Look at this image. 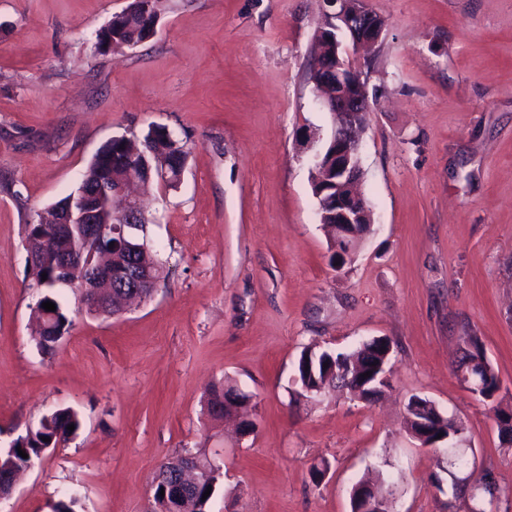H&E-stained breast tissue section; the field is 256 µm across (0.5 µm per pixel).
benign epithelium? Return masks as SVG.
Wrapping results in <instances>:
<instances>
[{
	"label": "benign epithelium",
	"mask_w": 512,
	"mask_h": 512,
	"mask_svg": "<svg viewBox=\"0 0 512 512\" xmlns=\"http://www.w3.org/2000/svg\"><path fill=\"white\" fill-rule=\"evenodd\" d=\"M326 18L331 27L322 28L315 41L326 44L321 63L317 64L313 82L318 91L320 106L334 116L335 132L328 141V149H320L314 156L317 182H331L333 186L316 192L322 198L327 192H336L335 210L319 213L322 224L336 225V247L339 255L350 254L351 245L358 239L356 227L371 228L372 211L359 190L362 179L359 149L371 105L360 72L350 64L339 34H347L355 50L368 55L378 43L386 21L367 7L366 0H323ZM142 180L135 170H128L125 179L112 188L109 198L120 203L128 223L137 224L141 218L140 199L131 188ZM91 212L83 211L86 239L101 241L116 234L112 226L88 220ZM59 242L54 262L63 272L82 264V253L70 244L61 231H56ZM81 294L83 306L90 310L112 308L115 290H130L125 301L150 297L164 278V268L141 273L139 266L104 271L91 266L83 270ZM198 460L192 454H181L162 462L155 471L153 488L164 489V497L180 501L191 495L192 478ZM350 498L359 504L354 512H393L390 496L370 484H358L350 491Z\"/></svg>",
	"instance_id": "1"
}]
</instances>
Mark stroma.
<instances>
[{
  "label": "stroma",
  "instance_id": "1",
  "mask_svg": "<svg viewBox=\"0 0 512 512\" xmlns=\"http://www.w3.org/2000/svg\"><path fill=\"white\" fill-rule=\"evenodd\" d=\"M127 0H0V450L60 407L77 435L23 471L0 512H147L165 458L219 465L209 512H351L354 483L394 512H469L446 452L406 430L411 396L461 422V452L512 512V0H367L387 27L365 69L373 110L360 143L370 232L332 261L311 170L334 120L309 63L322 0H168L149 40L97 52ZM166 126L190 153L177 187L143 194L168 277L108 318L54 296L72 327L36 347L42 291L24 226L74 192L115 136ZM477 337L501 389L458 374ZM387 338L390 386L371 401L307 398L309 345ZM252 397L256 430L210 418L212 387ZM328 470L313 482L311 470Z\"/></svg>",
  "mask_w": 512,
  "mask_h": 512
}]
</instances>
